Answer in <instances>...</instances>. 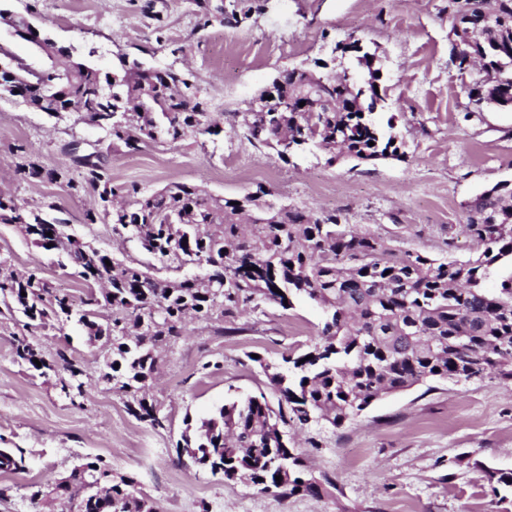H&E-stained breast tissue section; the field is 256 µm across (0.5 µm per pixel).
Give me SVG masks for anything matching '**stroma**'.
<instances>
[{
  "label": "stroma",
  "instance_id": "obj_1",
  "mask_svg": "<svg viewBox=\"0 0 512 512\" xmlns=\"http://www.w3.org/2000/svg\"><path fill=\"white\" fill-rule=\"evenodd\" d=\"M447 0H0V10L50 28L73 58L105 71L125 53L184 72L209 111L223 115L219 136H201L126 153L72 113L51 117L0 97V191L27 208L63 219L67 235L116 258L146 261L135 239L108 224H88L97 204L48 178L20 179L31 158L44 170L80 169L74 154L99 156L119 187L156 191L173 182L237 198L257 187L282 203L383 238L432 258L473 256L477 244L465 205L482 190L512 181V107L476 105L448 57ZM237 12L229 26L225 14ZM356 34L376 50L387 92L379 121L394 120L401 159L329 163L310 148L290 162L246 137L252 102L284 69L331 61L338 42ZM62 253L36 246L20 228L0 224V263L35 272L58 291L86 287ZM322 311L309 302L265 303L227 321L188 320L158 361L150 397L167 421L155 428L128 414L125 399L100 376L107 353L76 321L36 328L0 319V447L18 448L27 469L0 475V512H34L30 486L68 475L79 457L99 456L113 474L164 512H512L496 503L489 471L512 472V391L488 376L430 382L389 394L353 421L288 424L285 431L328 492L280 496L179 461L187 421L209 417L227 399L279 395L258 360L303 353L318 339ZM46 360L65 350L79 369L83 396L60 389L63 368L38 373L17 362L15 338Z\"/></svg>",
  "mask_w": 512,
  "mask_h": 512
}]
</instances>
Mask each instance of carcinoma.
Wrapping results in <instances>:
<instances>
[{"mask_svg":"<svg viewBox=\"0 0 512 512\" xmlns=\"http://www.w3.org/2000/svg\"><path fill=\"white\" fill-rule=\"evenodd\" d=\"M447 2L452 26L461 29L456 38L462 49L451 60L462 72L478 59L484 70L469 97L480 104H512V0ZM486 13L495 15L497 29L468 42L467 29ZM119 64L112 73L73 59L63 68L35 67L0 44V95L49 116L77 107L91 123L110 111L112 140L129 152L221 132V116L208 111L182 72L146 68L125 55ZM377 72L365 53L332 76L285 70L272 81L279 111L254 113L248 133L277 149L285 162L310 145L360 163L387 152L396 156L394 124L374 119L386 95ZM286 138L293 143L288 151L282 146ZM77 161L80 182L67 179L64 169L48 176L97 196V208L85 215L88 223L107 220L113 233L131 234L165 267L204 265L207 274L161 277L136 260L115 259L69 237L59 246L88 293L76 299L33 273L11 270L0 276V306L22 314L29 328L75 317L87 336L111 343L102 375H112V388L126 393V408L136 419L162 426L146 388L157 352L182 336L188 313L229 318L243 307L276 303L290 309L298 300L324 312L320 336L307 352L263 365L280 394L278 408L263 395L250 396L187 424L182 450L197 467L219 468L225 480L247 479L264 492L319 498L322 486L307 476L295 449L283 445L275 424L321 419L340 427L382 396L435 379L469 381L493 373L512 384V276L494 293L483 287L497 266L512 262L511 182L467 204L466 227L481 246L478 256L431 259L401 253L334 213L271 208L261 201L263 189L233 200L184 182L149 193L134 186L128 203L107 207L104 195L113 197L116 189L106 169L93 154ZM0 223L19 226L43 248L48 233L63 227L1 192ZM102 276L112 283L97 292L93 284ZM13 351L31 368L49 369L25 339L16 340ZM25 468L20 449L0 448V474ZM107 471L102 459L86 457L62 482L38 486L30 502L36 512H57L61 497L81 498L84 512H160L154 500L131 491V477L112 479L107 496L94 498L88 487Z\"/></svg>","mask_w":512,"mask_h":512,"instance_id":"carcinoma-1","label":"carcinoma"}]
</instances>
